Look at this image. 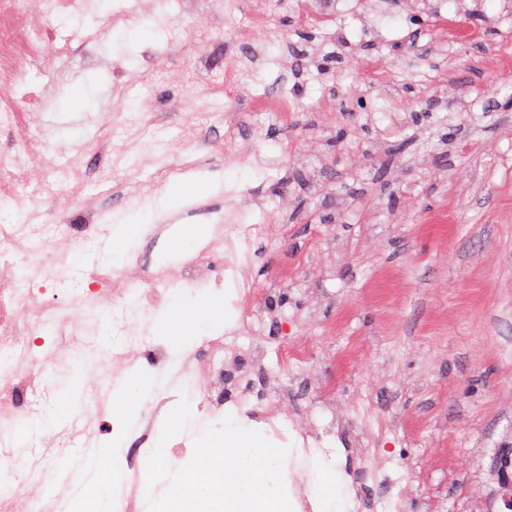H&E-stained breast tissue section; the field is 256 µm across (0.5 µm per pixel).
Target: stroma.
Masks as SVG:
<instances>
[{
    "label": "stroma",
    "mask_w": 512,
    "mask_h": 512,
    "mask_svg": "<svg viewBox=\"0 0 512 512\" xmlns=\"http://www.w3.org/2000/svg\"><path fill=\"white\" fill-rule=\"evenodd\" d=\"M263 10L259 37L265 63L247 65L244 86L229 105L237 113L241 156L228 165L206 142L223 138L224 123L205 126L200 140L181 133L208 111L210 74L223 71L236 25ZM112 5L92 0L82 15L51 23L65 55L48 52L27 89L0 73L12 97L30 90L47 102L41 126L57 154L84 145L81 197L36 196L28 188L0 200V224L35 210L45 224L115 225L137 189L161 163L188 155L198 172L221 178L223 189L194 197L179 212L182 226L211 227L225 192L264 200L272 234L259 242L260 264L250 271L269 285L262 339L275 344L284 324L310 361L302 368L276 363L254 371V387L276 384L297 421L317 411L322 387L336 392L338 422L323 448L302 458V477L315 491L335 486L346 498L362 495L365 512L387 496L402 512H487L495 484L492 462L512 431V71L492 72L490 56L506 48L512 0H329L320 11L299 0H182L173 17L112 24ZM483 21L476 41L441 40L438 30ZM382 59L381 80L351 74L363 61ZM286 69L275 83L274 66ZM287 93L296 107L287 120L258 114L257 96ZM151 113L162 129L165 155L129 160L120 168L125 189L100 180L111 156L100 151L130 105ZM168 236L138 237L142 265L178 268L201 244L186 238L180 255L166 253ZM294 266L296 279L270 284L272 267ZM47 297L63 314L81 312L91 337L112 333L109 301L77 297L72 284H48ZM356 347L353 360L337 356ZM109 367L91 356L57 366L45 412L78 393L73 416L39 434L51 447L56 433L79 416H100L96 447L117 442L118 464L133 451L116 425L133 426L144 407L110 414L104 383ZM193 426L169 439L165 457L190 456L198 430L218 425L200 393L185 396ZM385 437L395 486L368 476L359 444ZM30 448L14 456L20 487L39 478L70 512H80L84 479L54 484L60 456H47L31 473Z\"/></svg>",
    "instance_id": "stroma-1"
}]
</instances>
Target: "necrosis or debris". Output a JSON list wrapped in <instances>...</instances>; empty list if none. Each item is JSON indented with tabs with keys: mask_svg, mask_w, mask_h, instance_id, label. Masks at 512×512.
<instances>
[{
	"mask_svg": "<svg viewBox=\"0 0 512 512\" xmlns=\"http://www.w3.org/2000/svg\"><path fill=\"white\" fill-rule=\"evenodd\" d=\"M46 20L64 13H79L87 9L88 0H40ZM44 24L30 30L25 40H17L12 29L0 25V71L41 66L49 43ZM30 111L22 112L13 99L0 95V130L19 127L28 129L29 136L21 151L0 156V193L8 194L24 186L31 161H39L42 178L39 192L55 186H67L69 195L80 196L86 190L78 169L64 170L59 158L43 144L38 121L43 107L41 96L25 95ZM244 201H231L224 211L223 223L214 225L206 244L182 264L181 272L166 268L139 271L138 259L128 255L125 271L90 265L83 279L94 299L112 301L117 329L125 340L121 346L101 350L100 355L110 365L123 369L133 366L141 355L142 338L147 335L146 318L156 312L166 296L209 285L216 265H223L224 275L236 290L237 309L229 326L207 340L203 353L185 352L179 365L180 386L168 387L150 403V411L139 427L131 432L137 448L126 459V468L134 481L114 512H138L137 503L146 494V477L140 469V458L148 454L156 436L162 407L178 401L183 390L214 391L224 385V367L235 357L249 358L253 369L263 368L268 356H276L281 367L301 366L308 361L304 345L282 342L276 352L254 341L252 335L262 325L266 300L265 289L246 278L245 266L250 264L253 247L267 235L263 224H248L242 210ZM75 244L69 228L63 224L45 227L28 216L19 224H0V264L11 265L22 260L25 267L43 272L44 281H57L62 275L65 250ZM44 282L36 279L20 281L16 277H0V358L8 363L0 371V415L15 420L36 418L48 394L49 363H64L70 356L85 353L91 345L88 331L79 320L58 313L43 298ZM55 338L49 358H42L38 347L43 334ZM239 395L235 401L238 414L262 424L281 443L315 441L324 443L330 427L317 423L305 426L291 424V415L282 403L280 390L268 386L256 394L250 372L239 376Z\"/></svg>",
	"mask_w": 512,
	"mask_h": 512,
	"instance_id": "obj_1",
	"label": "necrosis or debris"
}]
</instances>
